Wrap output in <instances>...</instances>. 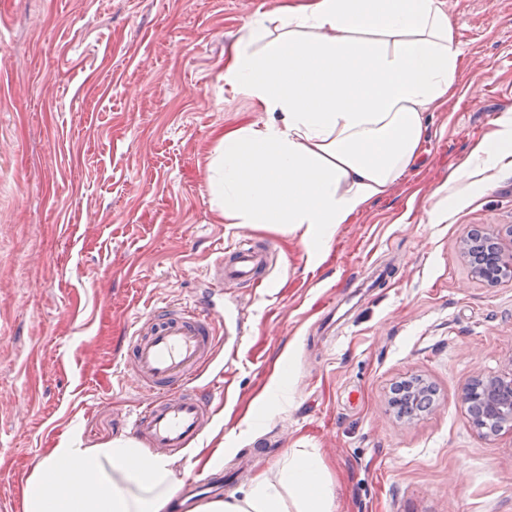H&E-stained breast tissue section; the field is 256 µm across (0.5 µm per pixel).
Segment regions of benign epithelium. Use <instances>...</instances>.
<instances>
[{"label": "benign epithelium", "mask_w": 512, "mask_h": 512, "mask_svg": "<svg viewBox=\"0 0 512 512\" xmlns=\"http://www.w3.org/2000/svg\"><path fill=\"white\" fill-rule=\"evenodd\" d=\"M461 253L471 265L473 275L488 285L512 279V225L500 228H474L460 240ZM395 399H405L410 411L396 416L408 423L435 409L434 387L413 376L394 387ZM462 401L471 424L483 436L512 431V359L497 374L474 377L466 387Z\"/></svg>", "instance_id": "benign-epithelium-1"}]
</instances>
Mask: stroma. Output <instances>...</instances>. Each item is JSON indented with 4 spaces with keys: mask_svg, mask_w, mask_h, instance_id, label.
<instances>
[{
    "mask_svg": "<svg viewBox=\"0 0 512 512\" xmlns=\"http://www.w3.org/2000/svg\"><path fill=\"white\" fill-rule=\"evenodd\" d=\"M288 2L0 0V472L21 476L0 512H23V477L61 439L129 434L144 393L125 336L208 293L223 398L180 479L208 477L220 449L230 494L315 448L337 512H512V434H478L461 400L512 357V280H476L459 250L472 227L512 225V165L453 175L512 113V0H446L455 90L415 166L316 260L219 222L208 186L218 135L259 118L225 94L224 59ZM242 238L273 251L263 285L213 292V260ZM284 354L288 397L261 407ZM413 375L436 408L409 424L388 400Z\"/></svg>",
    "mask_w": 512,
    "mask_h": 512,
    "instance_id": "35a3bbf8",
    "label": "stroma"
}]
</instances>
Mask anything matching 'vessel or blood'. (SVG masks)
<instances>
[{
  "label": "vessel or blood",
  "mask_w": 512,
  "mask_h": 512,
  "mask_svg": "<svg viewBox=\"0 0 512 512\" xmlns=\"http://www.w3.org/2000/svg\"><path fill=\"white\" fill-rule=\"evenodd\" d=\"M264 249L239 244L225 249L209 277L216 288L251 286L266 269ZM223 317L210 298L179 307L154 308L128 336L124 365L147 393L130 423L150 447L177 452L196 444L208 428L217 398L215 380L202 374L217 356L216 330Z\"/></svg>",
  "instance_id": "vessel-or-blood-1"
}]
</instances>
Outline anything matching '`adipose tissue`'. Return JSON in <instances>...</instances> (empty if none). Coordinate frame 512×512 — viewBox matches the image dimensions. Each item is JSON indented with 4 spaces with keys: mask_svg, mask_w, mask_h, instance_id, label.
<instances>
[{
    "mask_svg": "<svg viewBox=\"0 0 512 512\" xmlns=\"http://www.w3.org/2000/svg\"><path fill=\"white\" fill-rule=\"evenodd\" d=\"M460 50L445 0H292L251 22L224 64V90L263 117L224 134L208 164L222 222L299 238L325 253L339 225L416 162L429 111L447 102ZM512 157L502 117L457 175ZM174 462L117 437L60 441L23 490V512H167ZM317 449L293 448L276 474L193 512H335Z\"/></svg>",
    "mask_w": 512,
    "mask_h": 512,
    "instance_id": "1",
    "label": "adipose tissue"
}]
</instances>
